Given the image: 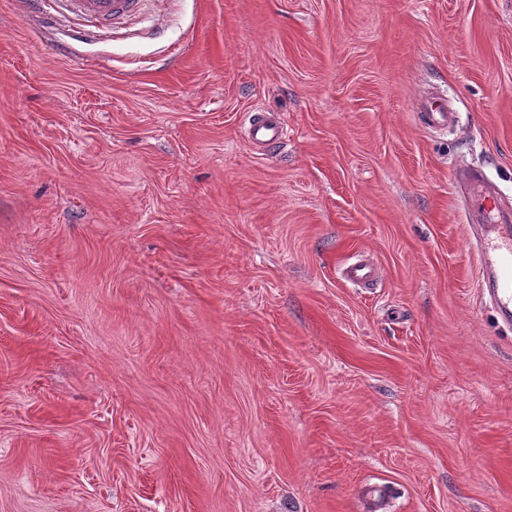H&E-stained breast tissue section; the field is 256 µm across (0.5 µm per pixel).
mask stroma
<instances>
[{
  "instance_id": "35a3bbf8",
  "label": "stroma",
  "mask_w": 512,
  "mask_h": 512,
  "mask_svg": "<svg viewBox=\"0 0 512 512\" xmlns=\"http://www.w3.org/2000/svg\"><path fill=\"white\" fill-rule=\"evenodd\" d=\"M73 24L0 0V512H512V331L454 181L512 202V0ZM423 118L431 129L447 128L457 122V116L440 98L429 97L422 102ZM281 135L282 130L274 116L255 113L248 118V136L254 145L266 149L280 141ZM342 275L347 283L360 288H369L378 282V269L365 259L346 264Z\"/></svg>"
}]
</instances>
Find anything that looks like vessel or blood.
Returning <instances> with one entry per match:
<instances>
[{
	"label": "vessel or blood",
	"instance_id": "obj_1",
	"mask_svg": "<svg viewBox=\"0 0 512 512\" xmlns=\"http://www.w3.org/2000/svg\"><path fill=\"white\" fill-rule=\"evenodd\" d=\"M67 11L92 22L96 33H111L113 25L132 20L143 0H65ZM423 118L432 129L453 125L457 116L440 98L429 97L422 103ZM282 130L271 115L252 114L248 136L261 148L280 141ZM458 188L472 187L466 210L472 224V244L479 257L484 292L499 326L512 329V215L503 212L496 191L485 184L477 171L460 169L455 173ZM344 280L360 288L378 281V270L370 261L359 259L345 265Z\"/></svg>",
	"mask_w": 512,
	"mask_h": 512
}]
</instances>
